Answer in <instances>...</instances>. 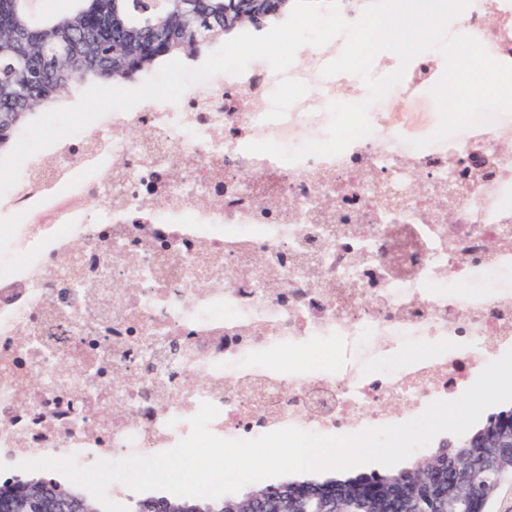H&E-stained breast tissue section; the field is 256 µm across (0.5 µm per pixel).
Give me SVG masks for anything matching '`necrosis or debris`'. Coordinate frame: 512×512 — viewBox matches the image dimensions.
<instances>
[{
  "label": "necrosis or debris",
  "instance_id": "necrosis-or-debris-1",
  "mask_svg": "<svg viewBox=\"0 0 512 512\" xmlns=\"http://www.w3.org/2000/svg\"><path fill=\"white\" fill-rule=\"evenodd\" d=\"M462 25L512 64V0H471ZM305 51L311 69L215 76L27 169L6 199L19 221L0 227L23 255L0 254V448L82 467L151 456L205 402L224 439L350 434L395 424L385 401L416 417L512 349V289L480 287L512 271L501 122L417 149L374 106L371 134L339 155L247 152L326 132L337 88L364 99L360 78L322 73L339 45ZM411 343L420 355L403 357ZM317 344L332 365L313 380L291 356Z\"/></svg>",
  "mask_w": 512,
  "mask_h": 512
}]
</instances>
